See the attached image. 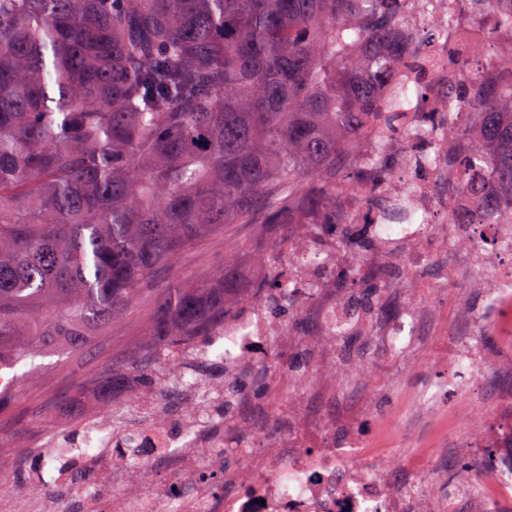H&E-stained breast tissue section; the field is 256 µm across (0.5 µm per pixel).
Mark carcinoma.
Here are the masks:
<instances>
[{
  "instance_id": "carcinoma-1",
  "label": "carcinoma",
  "mask_w": 512,
  "mask_h": 512,
  "mask_svg": "<svg viewBox=\"0 0 512 512\" xmlns=\"http://www.w3.org/2000/svg\"><path fill=\"white\" fill-rule=\"evenodd\" d=\"M411 0H0V370L83 351L163 264L222 224H336V191L365 178L357 153L419 120L476 143L452 152L448 221L512 222V0H450L506 47L448 61V89L415 78L436 47L407 29ZM370 206L393 178L371 160ZM375 281L346 298L351 323ZM245 284L237 259L159 301L151 350L99 380L109 399L148 361L224 332ZM135 439L112 455L130 462Z\"/></svg>"
}]
</instances>
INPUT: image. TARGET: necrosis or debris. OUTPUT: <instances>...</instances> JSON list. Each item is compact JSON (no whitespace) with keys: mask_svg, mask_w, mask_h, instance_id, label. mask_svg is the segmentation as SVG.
Masks as SVG:
<instances>
[{"mask_svg":"<svg viewBox=\"0 0 512 512\" xmlns=\"http://www.w3.org/2000/svg\"><path fill=\"white\" fill-rule=\"evenodd\" d=\"M399 164L396 184H416L412 201L413 219L407 224H384L383 241L394 247L407 280L414 287H426L420 276L433 261L435 249L446 257L465 253L475 274L492 280L497 308V329L512 330V224H446L436 192L448 180V132H433L422 158H415L406 144L397 148ZM316 246V262L304 261L307 246ZM379 258L378 252L354 253L350 240L342 236L316 233L314 225H294L287 249L288 299L292 308L310 301L322 303L326 318L343 315L344 305L336 297L333 281L325 278L328 268L355 266L366 269ZM250 315L233 316L224 325L223 335L213 346L224 354L228 373L260 365V355L268 343L288 342L293 331L287 323L270 321L266 304L248 300ZM286 422L277 444H270L265 428L251 431V445L242 449L244 465L224 474L222 489L189 480L176 499L156 492L122 493L111 502H98L93 512H408L410 505L402 491L393 488L385 466L372 458L357 439L338 447L335 439L314 434L294 416L288 404L277 408ZM146 435L147 455L181 454L188 461L201 460L210 467L221 465L219 452L228 440L195 427L170 431L165 417H157ZM512 435L497 431L489 445L501 449L503 476L496 486H481L478 502L512 500Z\"/></svg>","mask_w":512,"mask_h":512,"instance_id":"obj_1","label":"necrosis or debris"}]
</instances>
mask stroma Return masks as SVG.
<instances>
[{
	"label": "stroma",
	"instance_id": "35a3bbf8",
	"mask_svg": "<svg viewBox=\"0 0 512 512\" xmlns=\"http://www.w3.org/2000/svg\"><path fill=\"white\" fill-rule=\"evenodd\" d=\"M275 241L268 225L225 224L194 239L175 260L160 266L134 301L95 336L81 353H48L0 371V379L16 389L14 400L0 409V484L20 495L41 497L47 512H85L88 496L111 500L113 494L136 490L132 479L115 475L109 483L75 485L65 472H54L50 484L30 476L31 462L46 451L48 434L70 435L72 429L103 403L97 375L133 361V350L148 342L161 298L198 284L217 272L226 257H237L242 279L258 280L256 255L271 252ZM454 280L445 288L422 293L412 288H383L389 313L407 305L422 307L419 338L410 356L389 352L380 334L381 315L364 319L354 330L351 345L317 349L321 327L315 312L274 310L298 332L297 347H274L279 378L271 383L248 374L249 387L230 406L185 390L186 402L198 404L201 415L223 414L224 432L236 434L240 425L264 423L278 436L280 423L272 412L291 402L302 420L335 434L337 442L355 435L384 458L395 484L415 483L426 461H434L440 478H455L461 466L480 457L484 436L512 422V391L505 376L512 372L508 350L512 341L498 336L488 324L496 314L490 284L479 281L466 256H456ZM474 345L491 370L470 387L449 391L459 348ZM173 360L157 358L154 385L144 388L164 406L167 419L185 424L172 393L182 380H201L211 387L230 383L218 354L173 369Z\"/></svg>",
	"mask_w": 512,
	"mask_h": 512
}]
</instances>
